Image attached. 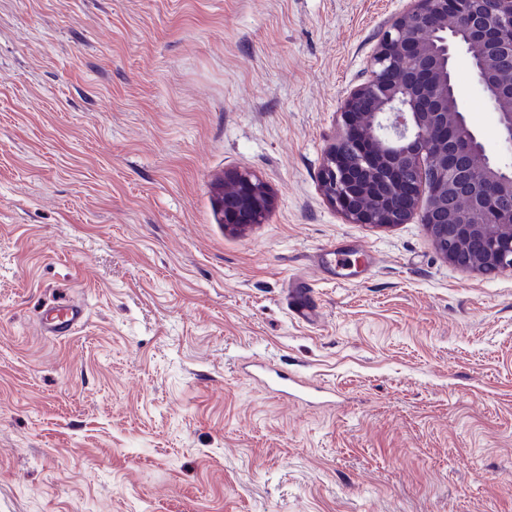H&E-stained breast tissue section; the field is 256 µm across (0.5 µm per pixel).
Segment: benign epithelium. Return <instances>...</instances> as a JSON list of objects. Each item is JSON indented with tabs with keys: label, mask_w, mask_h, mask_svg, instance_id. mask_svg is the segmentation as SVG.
<instances>
[{
	"label": "benign epithelium",
	"mask_w": 512,
	"mask_h": 512,
	"mask_svg": "<svg viewBox=\"0 0 512 512\" xmlns=\"http://www.w3.org/2000/svg\"><path fill=\"white\" fill-rule=\"evenodd\" d=\"M463 47L512 146V83L500 71L512 64V0H412L382 34L370 79L343 102L346 132L326 157L321 187L356 224H404L418 213L448 262L512 273V172L491 162L467 126L451 69ZM269 205L267 185L236 172L223 222L260 224Z\"/></svg>",
	"instance_id": "7a95c632"
}]
</instances>
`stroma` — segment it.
<instances>
[{"mask_svg":"<svg viewBox=\"0 0 512 512\" xmlns=\"http://www.w3.org/2000/svg\"><path fill=\"white\" fill-rule=\"evenodd\" d=\"M409 5L0 0V512H512V274L320 185ZM452 70L512 164L466 50ZM235 171L267 184L262 223L224 227ZM66 301L80 326L41 331ZM290 311L292 315L302 322L312 324L315 321L318 305L312 298L308 288H293L290 290Z\"/></svg>","mask_w":512,"mask_h":512,"instance_id":"stroma-1","label":"stroma"}]
</instances>
